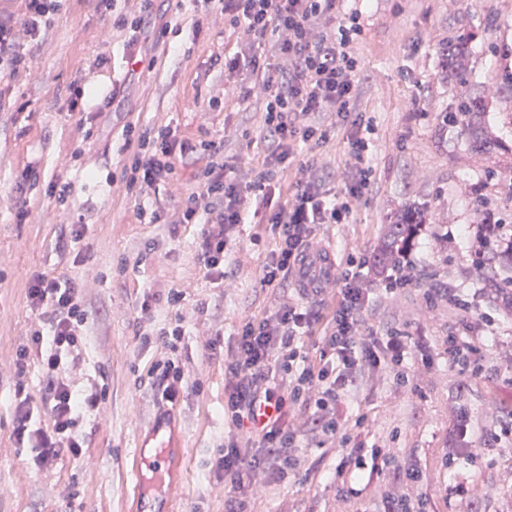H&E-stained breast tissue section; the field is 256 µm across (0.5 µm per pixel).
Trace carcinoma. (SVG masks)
<instances>
[{
    "mask_svg": "<svg viewBox=\"0 0 512 512\" xmlns=\"http://www.w3.org/2000/svg\"><path fill=\"white\" fill-rule=\"evenodd\" d=\"M471 54V36L464 33L440 53L439 67L443 76L461 86L467 84ZM505 87L512 90V69L502 72L499 83L485 89L483 96L460 94L453 111L445 113L448 122L462 127L472 148L485 152L499 145L493 128L486 120V114L489 100L496 97ZM409 232L410 225L399 223V216H394L391 223L383 225L375 254L383 261H398L400 255L397 249L403 239L409 236Z\"/></svg>",
    "mask_w": 512,
    "mask_h": 512,
    "instance_id": "carcinoma-1",
    "label": "carcinoma"
}]
</instances>
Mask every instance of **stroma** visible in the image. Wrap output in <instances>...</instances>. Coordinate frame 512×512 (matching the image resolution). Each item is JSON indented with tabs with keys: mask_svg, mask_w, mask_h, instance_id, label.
<instances>
[{
	"mask_svg": "<svg viewBox=\"0 0 512 512\" xmlns=\"http://www.w3.org/2000/svg\"><path fill=\"white\" fill-rule=\"evenodd\" d=\"M138 8L137 0H118L114 13L103 14L92 0H64L33 49L29 75L0 87V512H130L138 436L162 406L149 376L162 346L143 347L137 334L148 288L157 295L156 324L178 314L185 326L177 351L185 389L172 405L181 444L172 459L179 486L173 512H224V476L217 470L226 429L224 355L211 353L207 342L219 331L232 345L236 325L265 305L258 275L267 246L252 240L260 225L240 226L224 258L231 277L217 285L197 256L199 226L153 224L147 214L195 187L192 168L180 169L173 185L139 196L123 178L121 134L129 123L167 125L181 137L223 143L225 155L244 159L263 148L262 105L251 99L210 109L213 88L224 81V23L197 28L195 0H154L156 23L140 46L155 64L130 70L127 35L116 19ZM361 8L363 72L353 110L373 121L374 181L353 223L320 225L313 244L331 247L341 264L348 255L371 252L397 209L414 202L428 207L433 222L414 251L420 285L386 301L370 323L378 330L389 321L407 325L427 346L433 366L408 386L388 376L372 380L347 404L352 415L371 420L368 445L413 454L425 480L410 496L426 502L427 512H454L440 456L454 421L449 398L456 383L445 340L452 332L469 335L470 328L449 318L447 301L424 311V293L455 288L476 297L488 315L496 313L494 293L475 294L482 274L472 264L463 228L487 211L512 222V124L499 119L512 110V98L502 94L489 103L499 149L475 152L460 127L440 122L460 89L439 79L436 61L459 33L471 31L469 86L477 93L496 83L506 62L495 48L512 41V0H363ZM490 15L492 29L486 26ZM79 83L94 93L82 111L72 112L68 100ZM111 94L117 97L113 107L102 108ZM28 166L37 177L23 196L30 214L20 224L14 186ZM67 182L72 191L62 206L51 188ZM80 217L84 235L70 241L69 226ZM448 232L458 246L444 251L436 238ZM36 272L81 289L92 317L70 378L76 391L94 385L105 392L99 410L80 422L87 440L82 456L49 471L35 467L29 449L12 438L16 351L36 320L27 299ZM172 290L183 295L175 309L166 302ZM463 405L474 426L472 440L483 442L498 428L493 407L512 411V367L486 364ZM304 457V474L257 502L258 512H373L382 481H374L364 498L346 499L336 490L334 450L311 437ZM475 465L480 477L473 493L483 512H507L512 489L503 480L512 473V450L498 444Z\"/></svg>",
	"mask_w": 512,
	"mask_h": 512,
	"instance_id": "1",
	"label": "stroma"
}]
</instances>
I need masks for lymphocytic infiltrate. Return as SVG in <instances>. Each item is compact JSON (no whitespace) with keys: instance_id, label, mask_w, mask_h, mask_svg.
<instances>
[{"instance_id":"1","label":"lymphocytic infiltrate","mask_w":512,"mask_h":512,"mask_svg":"<svg viewBox=\"0 0 512 512\" xmlns=\"http://www.w3.org/2000/svg\"><path fill=\"white\" fill-rule=\"evenodd\" d=\"M23 16L0 10V83L26 73L29 58L24 42H38L62 0H22ZM205 15H220L235 35L224 55V81L234 98L259 99L264 114V154L248 160L226 159L213 141L177 138L167 126L137 132L122 130L121 150L127 153L126 185L147 195L173 183L176 167H194L199 184L168 208L151 211L156 224H196L198 258L217 280H224V256L239 225L268 224L272 245L260 271L261 288L272 300L262 311L241 322L236 343L224 358V418L229 427L217 468L224 473V512H249L251 503L273 497L304 464L302 442L320 434L336 442L341 494L358 497L375 477L387 490L380 512H425L406 491L420 483L422 471L411 456L392 448H371L355 437L366 420L348 411V392L381 374L408 382V360L419 342L407 328L386 326L376 331L369 315L380 293L396 294L418 286L411 248L403 259L377 270L370 258H347L332 284H321L310 305L284 299L290 275L300 269L320 224L349 223L355 205L368 193L373 170L367 162L372 124L354 116L360 61L354 50L363 32L360 9L347 0H202ZM349 126V154L354 160L343 190L317 163L298 162L302 149L324 146L336 125ZM296 180L283 188L287 168ZM28 299L38 321L16 352L18 372L29 359L42 367V397L47 422L33 418L32 399L24 385L14 394V441L30 450L39 469L63 458H79L86 437L79 429L83 412L97 410L102 395L75 393L70 372L80 361L84 327L91 316L80 290L70 282L34 274ZM153 294H144L140 318L144 343H162L177 351L184 334L181 318L155 327ZM321 348L311 354L308 340ZM512 365V345L491 338L478 345L466 336L449 335L448 366L457 376L456 395L464 397L483 362ZM470 417L457 409L456 422L442 451L448 470L444 490L456 512H482L472 488L477 472L472 461L492 450L486 442L464 446Z\"/></svg>"}]
</instances>
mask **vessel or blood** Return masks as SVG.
<instances>
[{
    "instance_id": "b4317fda",
    "label": "vessel or blood",
    "mask_w": 512,
    "mask_h": 512,
    "mask_svg": "<svg viewBox=\"0 0 512 512\" xmlns=\"http://www.w3.org/2000/svg\"><path fill=\"white\" fill-rule=\"evenodd\" d=\"M336 257L332 250H311L296 287L301 297H309L321 276L333 275ZM169 410H162L152 425L149 438L151 448L137 447L134 455V475L137 484L135 506L131 512H171V504L178 488L172 481V449L174 443L165 433Z\"/></svg>"
}]
</instances>
